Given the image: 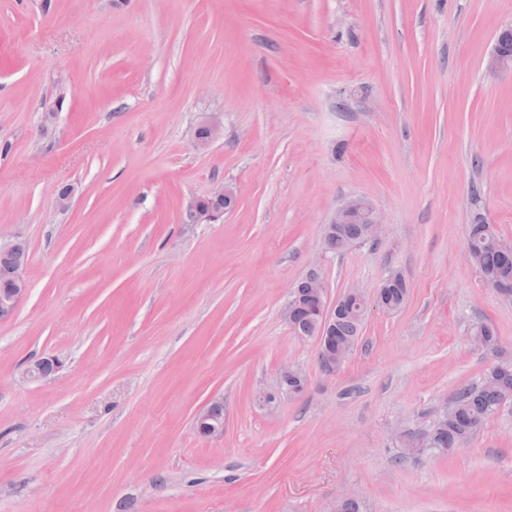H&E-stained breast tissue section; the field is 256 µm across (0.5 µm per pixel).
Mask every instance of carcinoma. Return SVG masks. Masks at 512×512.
Instances as JSON below:
<instances>
[{
  "label": "carcinoma",
  "instance_id": "carcinoma-1",
  "mask_svg": "<svg viewBox=\"0 0 512 512\" xmlns=\"http://www.w3.org/2000/svg\"><path fill=\"white\" fill-rule=\"evenodd\" d=\"M367 225L344 224L340 229L324 235L323 245L332 253H341L353 245L367 242ZM502 237L492 224L482 220L469 225L468 249L471 264L483 276L494 291L512 295V250L501 244ZM28 245L23 243L8 256H0V290L10 288L18 266L25 264ZM300 296L294 331L305 337H314L320 325L312 321L306 308L315 302L308 291V279L296 285ZM386 310L397 311L405 303L408 289L404 279L397 273L388 276L381 285ZM368 309V300L357 290L343 295L338 304L336 318L325 331L324 350H334L341 355L353 354L361 340V331ZM470 336L494 361L480 380L459 388L447 412L421 431H406L395 440L396 453L391 462L399 465L406 461L419 462L429 453H446L460 448L477 437L502 406L512 404V357L507 355L494 327L486 322H475L470 327Z\"/></svg>",
  "mask_w": 512,
  "mask_h": 512
}]
</instances>
